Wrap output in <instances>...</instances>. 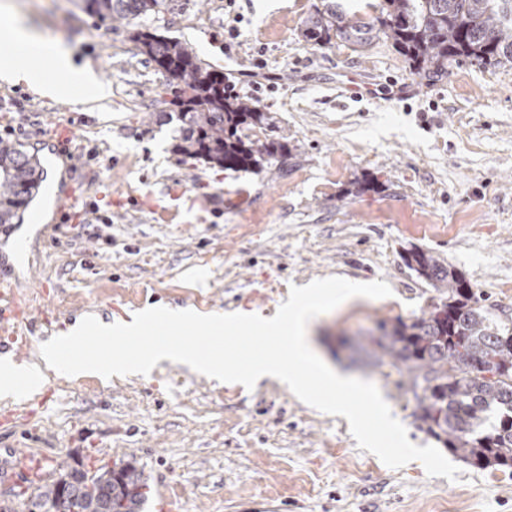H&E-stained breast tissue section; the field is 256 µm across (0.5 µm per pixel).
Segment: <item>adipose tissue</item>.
Returning a JSON list of instances; mask_svg holds the SVG:
<instances>
[{
  "instance_id": "obj_1",
  "label": "adipose tissue",
  "mask_w": 512,
  "mask_h": 512,
  "mask_svg": "<svg viewBox=\"0 0 512 512\" xmlns=\"http://www.w3.org/2000/svg\"><path fill=\"white\" fill-rule=\"evenodd\" d=\"M0 40L17 47V54L0 63V81L28 85L39 97L53 101L82 96L84 101L109 99L110 86L101 82L90 65H76L68 49L44 46L39 36L19 23L10 11L0 12ZM45 61L46 75L37 74L29 65L32 56Z\"/></svg>"
}]
</instances>
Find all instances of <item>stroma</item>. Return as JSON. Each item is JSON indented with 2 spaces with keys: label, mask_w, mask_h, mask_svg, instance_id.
<instances>
[{
  "label": "stroma",
  "mask_w": 512,
  "mask_h": 512,
  "mask_svg": "<svg viewBox=\"0 0 512 512\" xmlns=\"http://www.w3.org/2000/svg\"><path fill=\"white\" fill-rule=\"evenodd\" d=\"M112 88L106 109L53 102L0 82V139L46 167L39 223L0 241L17 327L35 360L44 340L93 315L132 321L153 308L273 315L291 286L337 276L384 281L392 294L317 316L319 355L375 383L409 440L434 444L394 368L358 347L379 322L413 321L439 294L402 261L417 246L462 272L512 325V66L463 60L442 81L412 75L391 41L362 50L305 41L324 0H168L154 19L99 25L74 0H0ZM153 27L213 70L224 51L258 79L236 91L274 126L287 156L259 173L175 150L179 121L165 77L132 39ZM407 84L412 95H394ZM378 191H359L364 180ZM76 201L57 226L56 191ZM30 454L49 470L137 460L143 512H512V472L455 459V480L420 462L399 469L360 449L346 420L265 381L253 389L165 363L150 375L69 377L0 401V461Z\"/></svg>",
  "instance_id": "obj_1"
}]
</instances>
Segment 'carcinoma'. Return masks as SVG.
Masks as SVG:
<instances>
[{"mask_svg":"<svg viewBox=\"0 0 512 512\" xmlns=\"http://www.w3.org/2000/svg\"><path fill=\"white\" fill-rule=\"evenodd\" d=\"M82 10L102 24L162 13L166 0H81ZM374 17L349 14L337 0L306 18L308 42L332 39L361 48L392 41L423 84L448 75V65L468 59L481 66L512 65V0H383ZM134 41L162 70L179 111L176 151L235 172L260 171L284 155L275 140L251 139L245 131L271 127L267 113L237 96L224 95V74L203 67L176 38L149 30ZM40 172L34 158L0 140V224H11L28 206ZM405 265L445 294L411 323L385 322L362 337L373 365L404 368L420 427L471 465L512 469V328L489 318L464 276L427 250L412 247ZM64 490L67 512H140L149 493L144 469L129 461L93 471L83 462L59 465L57 481L37 486L29 512Z\"/></svg>","mask_w":512,"mask_h":512,"instance_id":"obj_1","label":"carcinoma"}]
</instances>
